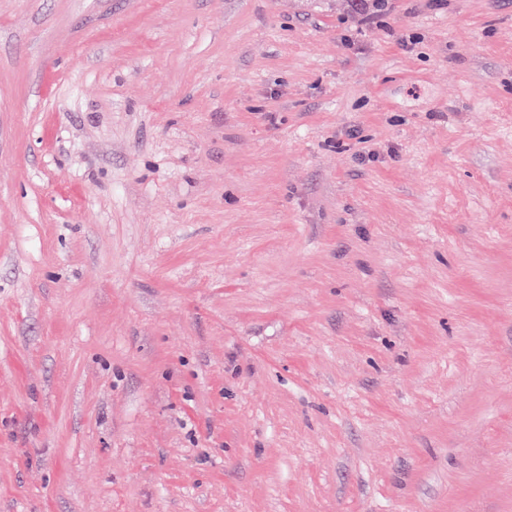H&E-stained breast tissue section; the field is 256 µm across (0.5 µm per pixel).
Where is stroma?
Segmentation results:
<instances>
[{
	"label": "stroma",
	"mask_w": 512,
	"mask_h": 512,
	"mask_svg": "<svg viewBox=\"0 0 512 512\" xmlns=\"http://www.w3.org/2000/svg\"><path fill=\"white\" fill-rule=\"evenodd\" d=\"M0 512H512V0H0Z\"/></svg>",
	"instance_id": "1"
}]
</instances>
